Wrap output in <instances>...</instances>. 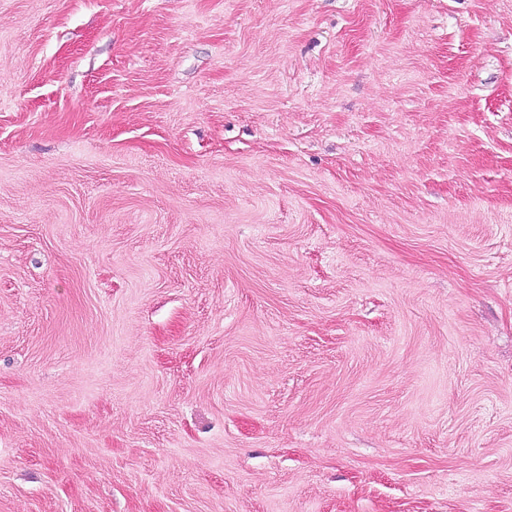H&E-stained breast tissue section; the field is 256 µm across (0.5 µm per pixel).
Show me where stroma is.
<instances>
[{"mask_svg": "<svg viewBox=\"0 0 512 512\" xmlns=\"http://www.w3.org/2000/svg\"><path fill=\"white\" fill-rule=\"evenodd\" d=\"M0 512H512V0H0Z\"/></svg>", "mask_w": 512, "mask_h": 512, "instance_id": "stroma-1", "label": "stroma"}]
</instances>
